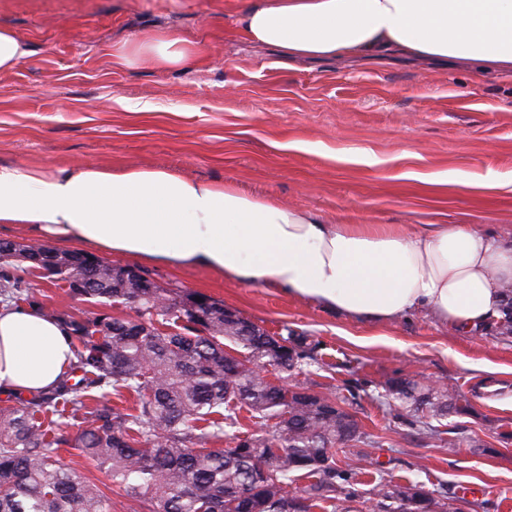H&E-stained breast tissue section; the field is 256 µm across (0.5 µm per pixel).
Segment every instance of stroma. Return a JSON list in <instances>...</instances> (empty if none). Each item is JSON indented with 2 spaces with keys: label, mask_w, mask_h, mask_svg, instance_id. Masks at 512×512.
<instances>
[{
  "label": "stroma",
  "mask_w": 512,
  "mask_h": 512,
  "mask_svg": "<svg viewBox=\"0 0 512 512\" xmlns=\"http://www.w3.org/2000/svg\"><path fill=\"white\" fill-rule=\"evenodd\" d=\"M235 4L0 0V27L30 51L0 73V164L162 168L332 224L512 228V188L483 185L512 172L511 79L401 54L291 61L233 35ZM156 31L204 46V62L160 70L113 58L119 43ZM457 169L469 185L431 184ZM110 261L223 301L270 333L305 337L312 356L288 383L336 399L367 436L357 498L336 512H368L383 479L445 494L459 512H512V335L500 326L465 334L416 313L373 323L202 269ZM24 281L59 314L92 310L53 279ZM414 374L453 397L429 427L399 418L388 397L393 380Z\"/></svg>",
  "instance_id": "35a3bbf8"
}]
</instances>
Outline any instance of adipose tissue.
<instances>
[{"label": "adipose tissue", "mask_w": 512, "mask_h": 512, "mask_svg": "<svg viewBox=\"0 0 512 512\" xmlns=\"http://www.w3.org/2000/svg\"><path fill=\"white\" fill-rule=\"evenodd\" d=\"M235 27L291 59H372L396 49L512 79V0H252ZM204 55L175 33L116 49L119 59L158 69ZM0 224L106 255L202 268L377 322L425 313L475 332L502 320L512 299V241L478 225L329 224L315 211L157 168L0 164ZM74 349L38 308L0 305V392L50 390L69 373Z\"/></svg>", "instance_id": "adipose-tissue-1"}]
</instances>
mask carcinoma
I'll use <instances>...</instances> for the list:
<instances>
[{
  "instance_id": "obj_1",
  "label": "carcinoma",
  "mask_w": 512,
  "mask_h": 512,
  "mask_svg": "<svg viewBox=\"0 0 512 512\" xmlns=\"http://www.w3.org/2000/svg\"><path fill=\"white\" fill-rule=\"evenodd\" d=\"M43 269L102 307L62 321L78 341L80 373L38 398L0 407V512H112V500L61 462L73 448L103 471L133 512H327L355 496L350 480L367 454L327 396L307 402L260 370L300 365L305 338L288 361L224 319V303L198 292L112 287V264L90 253L45 252L40 242L0 241V296L38 305L16 270ZM129 312L114 316L113 307ZM389 395L405 420L439 419L448 393L412 379ZM117 403H110V398ZM251 429L241 431L239 412ZM308 479L300 493L288 490ZM372 512H457L448 498L409 481L378 488Z\"/></svg>"
}]
</instances>
